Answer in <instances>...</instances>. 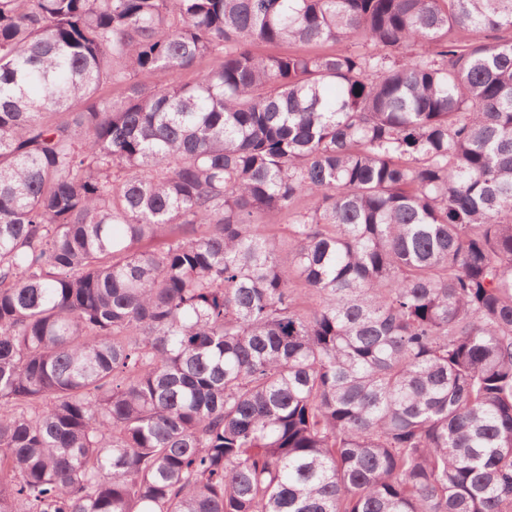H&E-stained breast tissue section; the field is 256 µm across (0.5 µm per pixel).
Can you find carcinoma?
<instances>
[{"mask_svg": "<svg viewBox=\"0 0 512 512\" xmlns=\"http://www.w3.org/2000/svg\"><path fill=\"white\" fill-rule=\"evenodd\" d=\"M0 512H512V0H0Z\"/></svg>", "mask_w": 512, "mask_h": 512, "instance_id": "carcinoma-1", "label": "carcinoma"}]
</instances>
